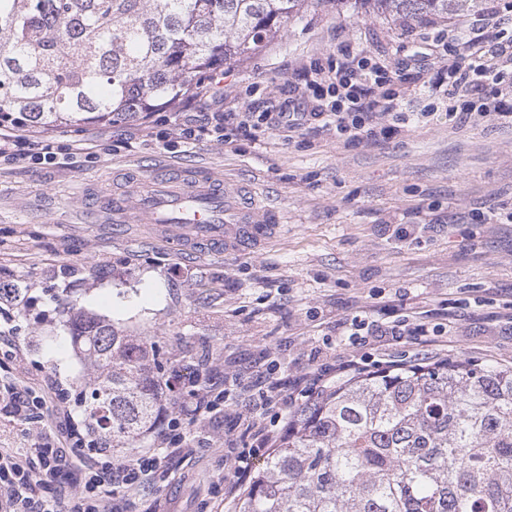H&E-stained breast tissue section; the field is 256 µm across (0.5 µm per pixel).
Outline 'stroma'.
<instances>
[{
  "mask_svg": "<svg viewBox=\"0 0 512 512\" xmlns=\"http://www.w3.org/2000/svg\"><path fill=\"white\" fill-rule=\"evenodd\" d=\"M444 19L391 24L352 11L308 9L286 33L224 76V109L254 101L283 104L302 83L301 67H334L341 51H361L389 66L447 29ZM403 109H437L385 139L338 140L311 124L285 139L266 131L230 151L211 138L190 151L163 147L166 127L140 119L87 123L51 133L57 144L94 146V158L62 154L55 163L0 158V283L17 286L36 306L0 344V381L68 387L84 360L68 331L78 303L131 336L152 338L181 373L212 356L238 392L256 388L268 365L287 384L321 361L362 359L368 368L421 352L512 366V126L489 115L449 121L448 73L441 64L409 75ZM131 150L110 152L120 132ZM160 165L223 174L279 208L286 232L257 253L189 256L133 226L123 238L85 211L117 192L113 172ZM399 224L413 238L396 236ZM179 275H172V268ZM362 313L389 324L403 315L429 333L398 343L339 335ZM185 443H172L156 482L118 492L115 512H233L224 502L228 456L257 446L238 410L222 407L184 421ZM56 420L0 418V448L53 444ZM195 448L185 460L183 446Z\"/></svg>",
  "mask_w": 512,
  "mask_h": 512,
  "instance_id": "obj_1",
  "label": "stroma"
}]
</instances>
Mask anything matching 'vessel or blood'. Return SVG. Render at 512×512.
<instances>
[{
    "mask_svg": "<svg viewBox=\"0 0 512 512\" xmlns=\"http://www.w3.org/2000/svg\"><path fill=\"white\" fill-rule=\"evenodd\" d=\"M130 194L99 198L98 212L111 215L113 233L128 224L169 232L187 253H251L283 231L282 213L261 205L250 186L227 188L215 174L171 171L136 180Z\"/></svg>",
    "mask_w": 512,
    "mask_h": 512,
    "instance_id": "1",
    "label": "vessel or blood"
}]
</instances>
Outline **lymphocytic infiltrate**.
<instances>
[{
  "mask_svg": "<svg viewBox=\"0 0 512 512\" xmlns=\"http://www.w3.org/2000/svg\"><path fill=\"white\" fill-rule=\"evenodd\" d=\"M506 16L487 12L449 25L448 35L425 51L416 52L410 66L421 67L436 60L448 67V96L456 107L448 118H472L495 115L512 124V99L488 102L504 81L505 67L512 66V35H506ZM404 79L403 69H388L361 52L346 51L337 59L331 73L316 68L304 72L309 88L326 85L327 93L313 112L289 113L285 123L295 132L308 121H322L325 129L335 130L337 137L359 141L366 137L388 135L393 125L408 122V113L399 109L401 95L389 89V78ZM272 105L254 103L242 112H205L188 119H174L171 133L182 147H192L200 137L211 136L231 145L239 138H254L258 131L275 127ZM18 160L33 159L51 162L56 158L51 143L44 138L18 133L0 127V156ZM424 325L410 317L394 324L379 326L360 315L341 324L345 336H389L403 339L425 333ZM359 362L343 361L337 366L324 365L306 372L291 391H281L273 375H265L260 390L263 403L278 407L283 414L298 408L300 401L328 386L332 377H345L357 372ZM40 403L32 389L17 381L0 388V413L18 421L30 420L39 414ZM67 422L57 444H38L13 450L0 448V512H59L70 505L71 512H112L111 498L118 490H138L155 481L160 467L157 449L138 454L130 460H113L107 451L98 458L82 462L74 460L67 447L75 438L71 413H64Z\"/></svg>",
  "mask_w": 512,
  "mask_h": 512,
  "instance_id": "1",
  "label": "lymphocytic infiltrate"
}]
</instances>
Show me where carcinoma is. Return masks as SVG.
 <instances>
[{"label": "carcinoma", "instance_id": "1", "mask_svg": "<svg viewBox=\"0 0 512 512\" xmlns=\"http://www.w3.org/2000/svg\"><path fill=\"white\" fill-rule=\"evenodd\" d=\"M393 22L481 0H0V121L35 130L172 107L239 66L308 7ZM80 445L128 456L157 424L166 370L148 337L78 311ZM237 512H512V367L466 359L353 376L301 406Z\"/></svg>", "mask_w": 512, "mask_h": 512}]
</instances>
